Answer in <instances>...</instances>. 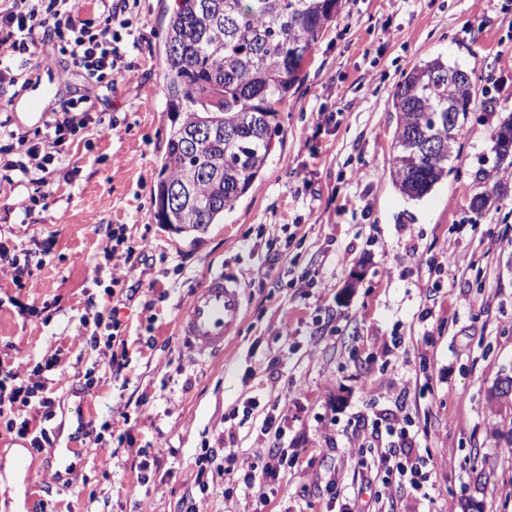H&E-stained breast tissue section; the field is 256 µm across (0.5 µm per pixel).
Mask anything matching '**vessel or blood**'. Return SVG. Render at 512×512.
<instances>
[{"mask_svg": "<svg viewBox=\"0 0 512 512\" xmlns=\"http://www.w3.org/2000/svg\"><path fill=\"white\" fill-rule=\"evenodd\" d=\"M243 315L240 286L223 275L207 279L190 297L178 322L185 339L202 354H216L236 330Z\"/></svg>", "mask_w": 512, "mask_h": 512, "instance_id": "vessel-or-blood-1", "label": "vessel or blood"}]
</instances>
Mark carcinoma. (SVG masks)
<instances>
[{
    "mask_svg": "<svg viewBox=\"0 0 512 512\" xmlns=\"http://www.w3.org/2000/svg\"><path fill=\"white\" fill-rule=\"evenodd\" d=\"M340 0H176L166 24L162 90L174 114L158 173L154 203L188 185L192 203L167 224L203 231L261 178L280 134L277 115L305 77L313 46L336 22ZM440 57L404 72L393 90L397 126L391 177L418 200L448 176V154L411 155L407 144L448 143V99H458V134L472 92L448 83ZM498 159L512 156V120L492 136Z\"/></svg>",
    "mask_w": 512,
    "mask_h": 512,
    "instance_id": "obj_1",
    "label": "carcinoma"
}]
</instances>
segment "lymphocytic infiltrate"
Here are the masks:
<instances>
[{"instance_id": "obj_1", "label": "lymphocytic infiltrate", "mask_w": 512, "mask_h": 512, "mask_svg": "<svg viewBox=\"0 0 512 512\" xmlns=\"http://www.w3.org/2000/svg\"><path fill=\"white\" fill-rule=\"evenodd\" d=\"M99 2L96 19L83 20L77 0H0V89L28 82L33 71L53 60L99 88H111L116 79L132 72L138 0ZM54 112L49 132L36 143L16 136L7 122L0 121V186L40 172H63L65 144L80 130L102 122L82 96L61 98ZM57 365V357L52 356L26 371L0 358V417L7 432L30 438L37 450L51 443L39 422L51 416L49 374ZM273 424L272 418H265L261 427L265 450L256 462L245 463L236 453L210 449V456L223 460L217 476L242 475L243 495L228 512H258L266 504L264 481L278 476L285 463L279 443L270 439Z\"/></svg>"}]
</instances>
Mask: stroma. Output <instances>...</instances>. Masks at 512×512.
Here are the masks:
<instances>
[{
	"instance_id": "1",
	"label": "stroma",
	"mask_w": 512,
	"mask_h": 512,
	"mask_svg": "<svg viewBox=\"0 0 512 512\" xmlns=\"http://www.w3.org/2000/svg\"><path fill=\"white\" fill-rule=\"evenodd\" d=\"M341 3L281 107L263 176L201 232L158 224L153 204L171 126L161 63L174 0H139L131 76L94 90L62 73V93L88 96L114 129L70 145L71 177L0 189V243L47 249L30 277L0 279V351L25 368L58 354L63 382L45 426L61 447L81 448L69 484L29 439L0 430V512H28L32 500L57 512H176L193 497L225 512L241 495L236 476L200 491L196 460L207 448L256 455L271 410L288 468L267 479L265 512H336L333 486L354 484L394 425L440 468L427 491L393 486L383 512L468 502L512 512V405L491 398L512 371V173L491 139L512 116V0ZM436 57L470 72L473 100L447 178L411 200L390 174L392 92ZM118 224L146 248L124 268L134 295L122 301L103 266ZM451 246L463 265L448 267ZM215 273L240 284L245 313L210 356L177 320ZM19 302L36 315L19 314ZM91 309L122 324V379L79 327Z\"/></svg>"
}]
</instances>
